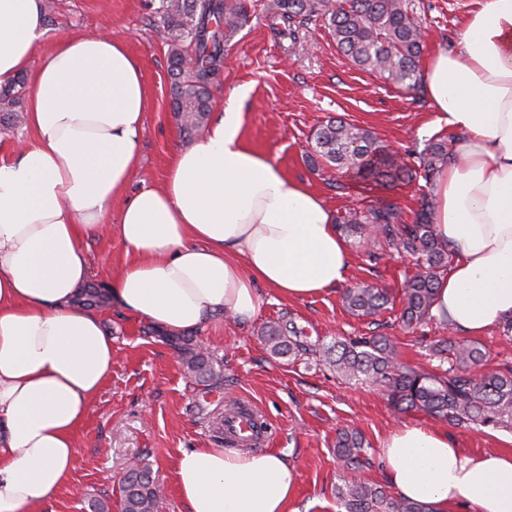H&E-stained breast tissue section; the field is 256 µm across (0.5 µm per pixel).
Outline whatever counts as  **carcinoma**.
I'll list each match as a JSON object with an SVG mask.
<instances>
[{"label": "carcinoma", "mask_w": 512, "mask_h": 512, "mask_svg": "<svg viewBox=\"0 0 512 512\" xmlns=\"http://www.w3.org/2000/svg\"><path fill=\"white\" fill-rule=\"evenodd\" d=\"M269 16L288 26V36L299 39L305 21L320 18L331 30L337 49L358 68L374 73L405 90L422 88L419 58L425 39L421 19L407 0H267ZM167 31L171 111L189 136L205 131L224 67V44L246 24L249 12L244 0H161ZM26 79L20 75L0 90V107L8 109L22 100ZM317 161L341 173L356 171L364 178L386 185L417 175L432 184L448 163L451 150L444 139H435L410 155L408 165L380 144L374 134L341 119H330L311 135ZM434 199L419 198L412 222L403 220L402 209L379 198L361 210L339 217V230L358 235L376 257L373 247L386 246L414 261L416 271L405 277L401 288L403 325L413 331L448 321L432 314L439 279L448 273L454 249L435 234ZM389 296L374 285L348 288L343 303L357 318H373L387 309ZM108 303L106 289L87 285L75 305L96 309ZM146 334L158 337L179 353L187 374L207 386L224 382V364L196 336L164 335L150 326ZM261 340L274 356L294 361L311 358L348 381L375 387L398 412L421 411L458 428L512 431V363L483 370L484 346L475 340L439 338L430 341V370L400 359L396 342L388 336H347L331 345L309 340L286 316L267 324ZM334 455L341 468L336 502L343 512H436L427 503L389 491V485L364 477L371 466L369 447L358 431L337 432ZM161 491L147 466L134 463L121 482L120 512H159Z\"/></svg>", "instance_id": "cac0c4a2"}]
</instances>
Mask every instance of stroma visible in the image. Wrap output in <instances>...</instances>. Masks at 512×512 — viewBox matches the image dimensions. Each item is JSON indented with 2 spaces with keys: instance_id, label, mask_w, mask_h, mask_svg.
Instances as JSON below:
<instances>
[{
  "instance_id": "1",
  "label": "stroma",
  "mask_w": 512,
  "mask_h": 512,
  "mask_svg": "<svg viewBox=\"0 0 512 512\" xmlns=\"http://www.w3.org/2000/svg\"><path fill=\"white\" fill-rule=\"evenodd\" d=\"M263 2L247 0L250 19L226 47L218 95L223 102L232 88L250 86L240 104L246 142L309 184L334 215L382 197L396 201L405 219H412L419 197L428 190L422 178L383 188L341 175L311 162L308 139L318 125L339 117L371 130L380 144L404 156L430 140L448 137L447 125L439 122L424 93L399 89L359 70L337 51L322 21L301 26L299 42L291 43L267 17ZM410 3L428 28L425 52L458 45L473 0ZM160 7L161 0H55L45 21L46 44L68 34L104 30L123 40L139 59L148 103L141 163L128 185L132 192L160 185L174 151L193 143L170 110L168 45ZM118 219V213H111L107 230L87 243L91 283L107 285L129 259L116 231ZM346 244L351 253L347 286L372 283L394 295L415 271L410 258L388 253L373 262L357 238H347ZM262 297L263 305L251 320L222 318L198 329V338L224 361V383L215 390L189 377L170 346L145 338L143 319L115 306L99 309L112 336V370L77 431L79 455L70 478L39 512H89L88 500L119 501L120 480L137 458L150 467L162 490L161 512H185L173 478L176 457L184 449L213 447L208 415L242 399L262 411L274 429L264 450L282 453L295 468L296 512H338L340 471L334 445L341 428L362 432L374 462L366 476L382 483L389 480L382 445L405 423L444 431L452 447L469 454L512 449L510 432H475L422 412L397 413L374 388L341 382L322 365L308 367L274 356L259 339L265 324L287 315L327 344L361 333L395 337L403 360L430 367L420 332L404 330L398 322L400 302L369 320L350 315L338 289L294 301L267 290Z\"/></svg>"
}]
</instances>
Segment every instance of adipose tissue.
<instances>
[{"instance_id":"obj_1","label":"adipose tissue","mask_w":512,"mask_h":512,"mask_svg":"<svg viewBox=\"0 0 512 512\" xmlns=\"http://www.w3.org/2000/svg\"><path fill=\"white\" fill-rule=\"evenodd\" d=\"M44 18V0H0V88L28 74L32 133L16 161L0 162V512H32L66 483L112 369L111 336L74 299L90 276L86 242L116 196L132 259L107 291L157 327L244 322L262 306L258 286L313 298L351 264L323 198L245 143L244 86L160 186L124 196L147 107L139 62L107 32L41 52ZM422 84L458 137L432 189L436 231L455 248L432 312L476 336L512 319V0H477L458 47L428 56ZM384 459L394 487L437 512H512L511 453L469 456L407 424ZM174 482L186 512H293L295 469L272 452L184 450Z\"/></svg>"}]
</instances>
